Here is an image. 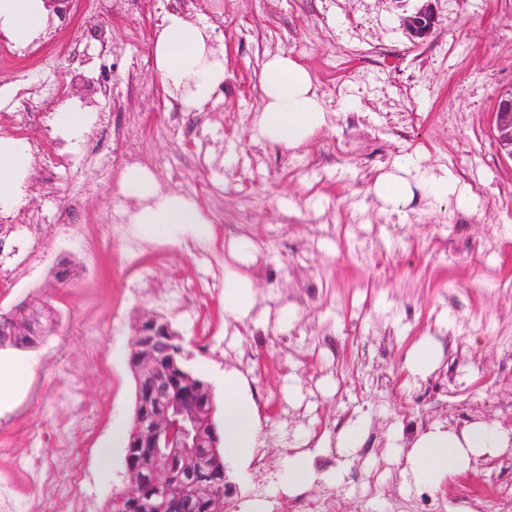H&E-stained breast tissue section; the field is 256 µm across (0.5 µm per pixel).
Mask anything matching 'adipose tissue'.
<instances>
[{"label": "adipose tissue", "mask_w": 512, "mask_h": 512, "mask_svg": "<svg viewBox=\"0 0 512 512\" xmlns=\"http://www.w3.org/2000/svg\"><path fill=\"white\" fill-rule=\"evenodd\" d=\"M53 18L45 0H0V33L25 46L43 35ZM155 70L168 95L187 112L202 110L224 85V51L216 47L212 27L189 21L184 14H166L154 42ZM263 107L254 123L256 137L285 149L302 145L327 123V114L303 66L285 53L269 56L260 74ZM27 143L0 136V209L15 207L22 199L31 172ZM416 166L413 156H399L393 172L379 176L372 191L385 206L406 205L415 190L437 198L458 191L452 175L429 176L419 182L407 178ZM121 194L133 199L129 221L139 235L152 242H177L183 234L203 239L210 222L191 198L162 189L146 168L131 166L120 176ZM256 247L249 239L231 242L233 260L224 269V310L235 320L250 319L256 299L252 280L240 265L252 262ZM224 455L241 464L252 460L261 444L260 423L241 376L224 374ZM512 447V432L490 422H473L460 428L431 426L411 444L391 433L387 451L401 463L405 486L434 488L465 472L482 457H493Z\"/></svg>", "instance_id": "adipose-tissue-1"}]
</instances>
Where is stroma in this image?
<instances>
[{"instance_id": "obj_1", "label": "stroma", "mask_w": 512, "mask_h": 512, "mask_svg": "<svg viewBox=\"0 0 512 512\" xmlns=\"http://www.w3.org/2000/svg\"><path fill=\"white\" fill-rule=\"evenodd\" d=\"M417 0H73L46 46L74 52L42 71L0 60V111L14 113L34 143L55 134L56 92L109 107L112 132L93 124L79 149L60 148L66 167L49 183L29 180L21 224H0V311L50 304L53 330L30 348H5L22 373L0 408V492L14 512L31 498L52 508L58 487L31 484L20 465L42 458L70 469L58 439L80 443V491L88 512H108L128 485L125 447L135 383L128 357L145 311L181 336L188 368L209 383L223 424L224 372L248 383L268 465L279 481L263 497L271 512L288 499L280 480L288 448L314 458L338 483L334 512H388L398 498H446L447 512H478L467 490L485 474L512 478V450L479 461L438 489L404 488L386 457L391 432L414 439L434 423L478 419L512 432V159L494 141L499 90L512 87V0H439L433 35L413 44L404 25ZM205 18L224 48L228 78L202 111L185 112L165 93L152 49L167 13ZM283 52L306 68L329 116L302 146L256 139L260 67ZM106 57V96L77 77ZM31 92L19 114L15 95ZM163 189L193 197L211 222L208 239H143L119 191L127 144ZM451 173L467 204L416 193L383 207L371 188L394 160ZM251 239L245 267L257 291L250 320L224 311L228 245ZM290 309L288 326L277 323ZM441 349L436 369L412 375L407 361L424 337ZM362 421L354 453L338 446L340 422ZM372 480L367 503L356 480Z\"/></svg>"}]
</instances>
